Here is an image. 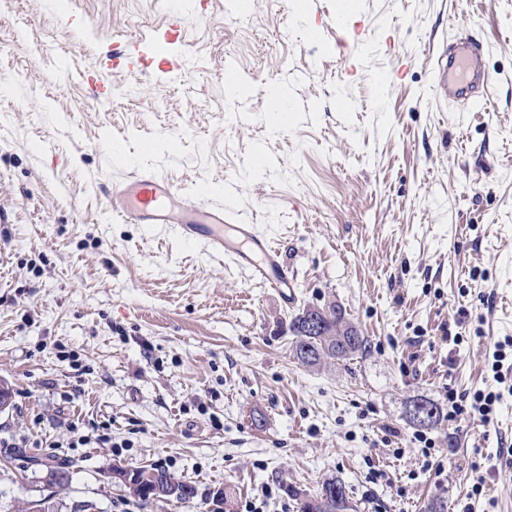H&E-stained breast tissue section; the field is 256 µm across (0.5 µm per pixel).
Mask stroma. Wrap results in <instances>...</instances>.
Returning <instances> with one entry per match:
<instances>
[{"instance_id":"obj_1","label":"stroma","mask_w":512,"mask_h":512,"mask_svg":"<svg viewBox=\"0 0 512 512\" xmlns=\"http://www.w3.org/2000/svg\"><path fill=\"white\" fill-rule=\"evenodd\" d=\"M196 2L167 75L103 68L162 25V0H0V452L74 461V512H198L135 503L115 463L223 488L222 512H298L286 486L332 477L351 512H512V394L488 426L407 414L496 389L487 353L512 337V0ZM464 20L493 82L453 112L432 63ZM101 71L105 97L81 79ZM138 171L233 202L295 271V303L113 222L104 188ZM330 304L371 349L306 367L290 321Z\"/></svg>"}]
</instances>
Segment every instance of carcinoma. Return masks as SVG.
I'll use <instances>...</instances> for the list:
<instances>
[{
    "label": "carcinoma",
    "instance_id": "cac0c4a2",
    "mask_svg": "<svg viewBox=\"0 0 512 512\" xmlns=\"http://www.w3.org/2000/svg\"><path fill=\"white\" fill-rule=\"evenodd\" d=\"M290 329L296 340L292 350L299 362L307 366H316L326 358L349 359L363 354L367 349V339L355 326L348 322L341 308L329 306H305L291 320ZM156 473L151 487L144 483L125 486L129 496L149 503L156 496L166 501L190 502L196 498V485L188 480L171 476L161 468H140V472ZM287 494L299 500V512H345L349 509V497L346 486L336 478L326 479L321 491L315 497H309L301 490L285 487Z\"/></svg>",
    "mask_w": 512,
    "mask_h": 512
}]
</instances>
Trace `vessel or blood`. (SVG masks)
<instances>
[{"instance_id": "1", "label": "vessel or blood", "mask_w": 512, "mask_h": 512, "mask_svg": "<svg viewBox=\"0 0 512 512\" xmlns=\"http://www.w3.org/2000/svg\"><path fill=\"white\" fill-rule=\"evenodd\" d=\"M167 15L156 55H147L136 42L119 43L112 49V62L145 72L158 60L164 72H178L182 57L173 47L181 42L184 18L172 5ZM487 51V44L472 31L450 41L432 71L436 96L462 108L484 104L492 80L486 67ZM108 196L113 216L123 223L171 229L183 243L228 257L236 267L248 271L252 280L286 299H295V273L281 260L269 236L256 225L242 223L233 207L210 204L207 186L198 187L195 199L190 200L166 177L152 173L113 182Z\"/></svg>"}]
</instances>
